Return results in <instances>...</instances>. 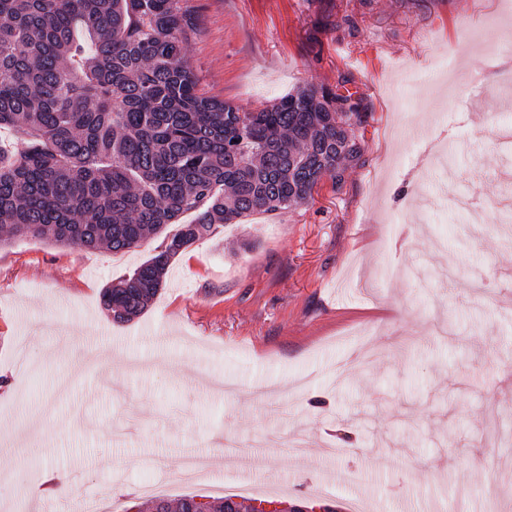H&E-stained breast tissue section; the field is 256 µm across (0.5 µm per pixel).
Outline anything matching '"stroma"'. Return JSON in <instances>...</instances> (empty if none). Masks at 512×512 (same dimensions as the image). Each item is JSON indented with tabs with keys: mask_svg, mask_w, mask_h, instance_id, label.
Segmentation results:
<instances>
[{
	"mask_svg": "<svg viewBox=\"0 0 512 512\" xmlns=\"http://www.w3.org/2000/svg\"><path fill=\"white\" fill-rule=\"evenodd\" d=\"M501 3L182 0L203 92L256 111L345 84L363 158L342 188L175 256L129 323L100 293L152 245L0 244V505L122 512L149 480L169 499L246 481L336 512H512V57L487 48L512 30ZM116 352L128 366L110 368ZM194 454L211 467L180 480ZM50 468L66 496L12 495Z\"/></svg>",
	"mask_w": 512,
	"mask_h": 512,
	"instance_id": "stroma-1",
	"label": "stroma"
}]
</instances>
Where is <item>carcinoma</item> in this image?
Listing matches in <instances>:
<instances>
[{
	"label": "carcinoma",
	"instance_id": "cac0c4a2",
	"mask_svg": "<svg viewBox=\"0 0 512 512\" xmlns=\"http://www.w3.org/2000/svg\"><path fill=\"white\" fill-rule=\"evenodd\" d=\"M180 0H0V224L74 249L128 251L162 238L132 275L104 289L115 323L144 313L172 258L215 227L336 188L362 142V100L309 85L257 112L199 89ZM191 212L190 224L180 223ZM180 228L168 236L167 226ZM247 501H210L237 512ZM197 512L130 499L124 512Z\"/></svg>",
	"mask_w": 512,
	"mask_h": 512
}]
</instances>
